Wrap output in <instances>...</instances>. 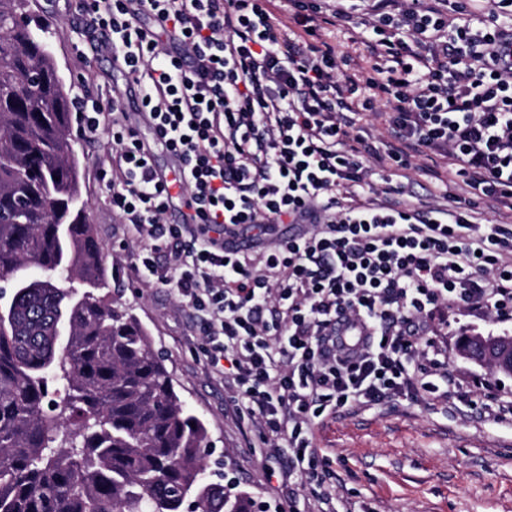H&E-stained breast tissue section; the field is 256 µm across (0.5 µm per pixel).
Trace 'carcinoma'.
Here are the masks:
<instances>
[{
    "label": "carcinoma",
    "instance_id": "obj_1",
    "mask_svg": "<svg viewBox=\"0 0 512 512\" xmlns=\"http://www.w3.org/2000/svg\"><path fill=\"white\" fill-rule=\"evenodd\" d=\"M0 0V512H248L204 478L207 428L137 319L106 295L93 225L74 206L81 161L66 85ZM40 86L16 102L24 77ZM38 214L50 221L37 224Z\"/></svg>",
    "mask_w": 512,
    "mask_h": 512
}]
</instances>
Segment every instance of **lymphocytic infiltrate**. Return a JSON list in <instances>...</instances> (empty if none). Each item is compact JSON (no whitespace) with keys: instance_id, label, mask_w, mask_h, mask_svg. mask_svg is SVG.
Returning a JSON list of instances; mask_svg holds the SVG:
<instances>
[{"instance_id":"1","label":"lymphocytic infiltrate","mask_w":512,"mask_h":512,"mask_svg":"<svg viewBox=\"0 0 512 512\" xmlns=\"http://www.w3.org/2000/svg\"><path fill=\"white\" fill-rule=\"evenodd\" d=\"M284 2L300 36L275 0H76L83 36L104 37L140 97L134 120L117 90L110 106L82 103L80 134L112 141L100 175L140 242L132 275L201 312L236 413L335 512L316 428L356 406L454 397L429 356L448 305L512 321V225L471 220L485 199L512 208V0L486 16L465 0H371L363 13ZM359 26L373 33L363 80L323 37ZM365 113L387 115L391 141L360 136ZM436 153L466 185L451 209L410 204L366 164ZM362 184L372 200L344 199ZM179 196L191 211L168 223ZM276 224L293 231L267 249L235 241Z\"/></svg>"}]
</instances>
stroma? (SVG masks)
Returning a JSON list of instances; mask_svg holds the SVG:
<instances>
[{
  "mask_svg": "<svg viewBox=\"0 0 512 512\" xmlns=\"http://www.w3.org/2000/svg\"><path fill=\"white\" fill-rule=\"evenodd\" d=\"M74 0H30L32 20L43 21L66 89L76 101H108L124 95L125 109L136 113L139 96L110 54L91 51L77 32ZM112 149L109 139L79 141L81 196L87 221L104 251L113 300L128 306L165 353L166 365L186 404L206 422L213 458L223 460L228 478L254 500L252 512H309L305 494L288 496L282 482H268L267 451L259 430L239 426L224 382L210 373L193 311L180 307L167 289L130 283L128 265L138 242L126 225L112 218L110 193L98 170ZM440 178L420 169L396 171L415 196L441 202L444 191L462 185L457 168L438 159ZM439 360L456 378L486 379L461 399L429 405L403 400L340 414L315 431V443L334 472L336 506L354 512H512V424L486 418L499 397H512V378L464 362L457 352L462 335L512 333V322L496 324L449 307L433 322Z\"/></svg>",
  "mask_w": 512,
  "mask_h": 512,
  "instance_id": "35a3bbf8",
  "label": "stroma"
}]
</instances>
